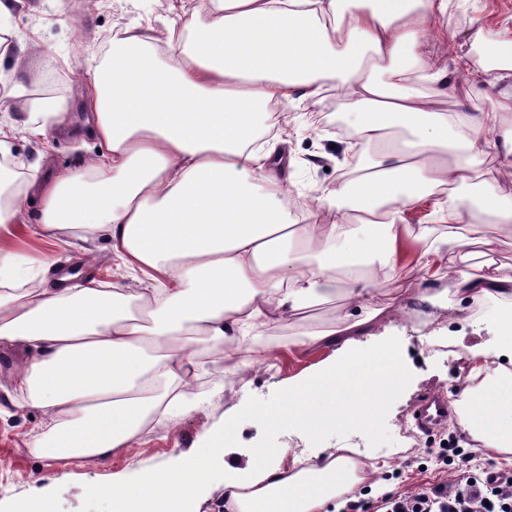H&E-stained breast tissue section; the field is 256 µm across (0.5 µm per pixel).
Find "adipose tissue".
<instances>
[{
    "instance_id": "obj_1",
    "label": "adipose tissue",
    "mask_w": 512,
    "mask_h": 512,
    "mask_svg": "<svg viewBox=\"0 0 512 512\" xmlns=\"http://www.w3.org/2000/svg\"><path fill=\"white\" fill-rule=\"evenodd\" d=\"M448 0H199L169 32L159 65L150 31L126 28L89 103L105 156L41 184V234L108 225L112 247L149 285L71 291L18 286L13 252L0 248V343L29 357L13 380L19 406L44 409L34 448L52 459L106 458L132 447L150 421L169 419L196 387L203 354L212 368L246 372L270 347L251 327L341 299L334 328L294 341L300 351L335 346L336 362L289 386L275 407L247 414L269 427L294 424L314 437L341 417L345 397L383 402L408 379L390 346L366 349L380 312L374 287L412 261L448 278L471 302L500 300L499 353L466 350L455 387L461 428L482 450L512 457V266L468 269L484 218L512 223V195L493 155L512 167V131L484 132L512 113L502 47L460 54L439 67L430 25ZM500 83L490 112L441 108L450 70ZM334 93L357 117L355 136L376 156L348 181L288 214V169L276 144L272 105L319 103ZM416 135L408 149L388 133ZM480 179L482 196L452 206L437 190ZM432 199V223L408 232L404 209ZM382 254L377 269L362 259ZM382 465L319 449L306 466H270L254 449L246 465L224 464L225 512H339L359 486L382 485Z\"/></svg>"
}]
</instances>
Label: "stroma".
<instances>
[{
    "label": "stroma",
    "mask_w": 512,
    "mask_h": 512,
    "mask_svg": "<svg viewBox=\"0 0 512 512\" xmlns=\"http://www.w3.org/2000/svg\"><path fill=\"white\" fill-rule=\"evenodd\" d=\"M195 0H10V27L16 46L27 57L25 70L5 69V82L20 86L22 94L0 109V131L10 140L15 156L25 165H39L44 176L64 174L83 167L105 147L98 140L81 108L86 88L106 67L105 47L127 26L150 27L166 38L169 25L179 24L180 14L192 11ZM429 34L437 42L436 59L448 66L455 55L483 44L512 39V0H454L447 17ZM499 85L450 79L445 108L464 106L485 110L499 97ZM281 126L288 134L285 152L302 158L292 172L289 190L294 201L305 202L337 183L351 178L349 136L354 128L343 102L333 96L315 105L285 102L280 106ZM43 198L38 185L25 188L18 224L1 240L18 257V279L53 281L61 270L73 274L68 285L80 288L94 282H115L130 288L141 285L140 273L129 270L112 248L107 226L92 234L73 230L45 239L36 232L42 218ZM512 265V226L490 224L485 241L474 248L472 265ZM448 278H426L416 267L384 281L373 298L382 314L373 332L403 355L413 378L394 402L387 427L392 444L377 448L363 445V454L388 465L392 490L412 492L429 484L460 478L459 469L443 467L434 451L444 439L456 437L470 451V469L512 471V461L474 451V443L455 421L438 431L418 433L410 439L412 410L416 401L432 390L453 391L456 378L467 371L464 347L491 341L497 333L498 304H473L452 299L450 315L438 312L448 298ZM340 301L307 308L300 316L256 327V334L280 341L281 346L263 365L249 369L245 379L215 372L198 384L196 402L186 406L175 423L156 426L140 443L107 460H56L35 454L33 436L45 422L42 410L18 406L12 377L24 357L21 349L0 347V512H27L37 497L47 498L51 512H82L85 486L131 478L167 465L198 443L252 397L265 399L287 387L313 365L333 357L334 349L319 346L299 353L291 340L335 325Z\"/></svg>",
    "instance_id": "obj_1"
}]
</instances>
